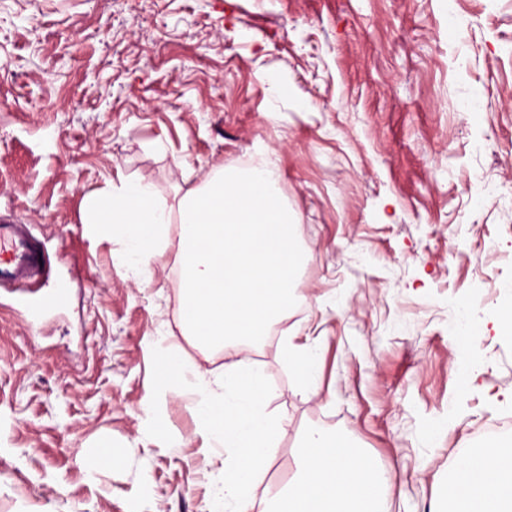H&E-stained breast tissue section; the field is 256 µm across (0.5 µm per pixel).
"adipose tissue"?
<instances>
[{
	"instance_id": "obj_1",
	"label": "adipose tissue",
	"mask_w": 512,
	"mask_h": 512,
	"mask_svg": "<svg viewBox=\"0 0 512 512\" xmlns=\"http://www.w3.org/2000/svg\"><path fill=\"white\" fill-rule=\"evenodd\" d=\"M281 351L301 390L318 394L316 347L296 344L293 334L288 333L281 340ZM442 497L446 512H512V450L495 444L464 451L448 468Z\"/></svg>"
}]
</instances>
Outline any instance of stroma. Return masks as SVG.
<instances>
[{
  "mask_svg": "<svg viewBox=\"0 0 512 512\" xmlns=\"http://www.w3.org/2000/svg\"><path fill=\"white\" fill-rule=\"evenodd\" d=\"M267 154L305 253L285 325L317 338L321 390L279 340L251 350L288 416L265 483L323 426L390 472L392 512H429L512 413V338L454 334L473 297L512 300V0H0V220L34 225L68 288L34 324L0 293V512H210L198 396H161L181 447L145 434L152 350L226 356L181 331L176 245L137 285L85 205L132 179L173 206Z\"/></svg>",
  "mask_w": 512,
  "mask_h": 512,
  "instance_id": "obj_1",
  "label": "stroma"
}]
</instances>
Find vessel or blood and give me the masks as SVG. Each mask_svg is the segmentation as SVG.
<instances>
[{
	"label": "vessel or blood",
	"mask_w": 512,
	"mask_h": 512,
	"mask_svg": "<svg viewBox=\"0 0 512 512\" xmlns=\"http://www.w3.org/2000/svg\"><path fill=\"white\" fill-rule=\"evenodd\" d=\"M44 242L31 225L0 224V288L39 284L45 291L29 307L31 321L40 317L66 294L62 283H51L50 263Z\"/></svg>",
	"instance_id": "obj_1"
}]
</instances>
